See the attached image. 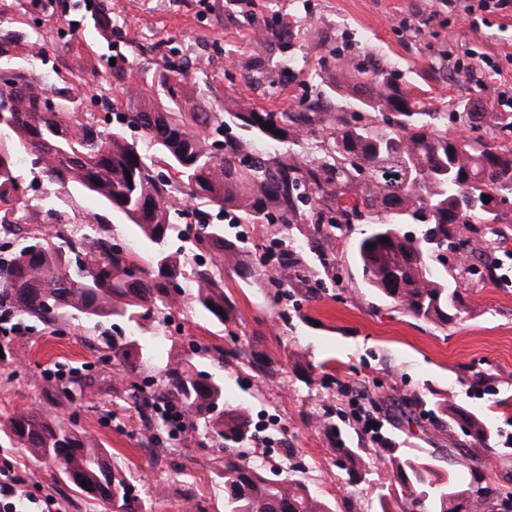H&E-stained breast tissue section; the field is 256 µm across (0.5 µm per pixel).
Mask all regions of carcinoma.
Listing matches in <instances>:
<instances>
[{"label":"carcinoma","mask_w":512,"mask_h":512,"mask_svg":"<svg viewBox=\"0 0 512 512\" xmlns=\"http://www.w3.org/2000/svg\"><path fill=\"white\" fill-rule=\"evenodd\" d=\"M14 70L12 83L0 85V223H18L20 196L18 159L21 154L45 157V176L61 188L73 185L98 196L123 213L149 242L144 261L99 234L92 225L79 264L78 251L66 225H41L9 255L0 280V302L29 317L47 321L62 313L87 318H112L139 324L156 318L164 324L177 309L171 286L189 278L194 288L184 303L224 325L235 321V305L224 293V262L241 269L244 239L229 238L224 225L208 221L206 211L193 213L197 231L186 261L168 250L180 232L171 219L170 203L188 195L201 204L234 210L246 224L263 226L272 238L293 224H311L316 233L328 226L340 230L368 224L353 245L354 259L366 284L405 313L440 324L451 322L463 305L452 286L468 267L448 266L442 252L469 244L456 239L462 224H477L482 235L498 233L504 212L492 211L482 196L512 194V148L450 138L441 115L374 70L361 72V83L373 89L357 98L359 105L382 114L387 128L357 127L342 117L321 137L302 146L299 154L281 155L275 144L295 137L302 116L288 124V113L227 110L224 118L189 106L184 74L165 68L151 80L152 101L127 103L118 113L119 125L103 126L90 115L75 119L72 100L64 98L58 111L42 112L39 103L53 90L28 76V68L5 57L0 66ZM273 126L268 131L264 125ZM140 137L130 139L126 130ZM265 151L248 152L247 141ZM172 166L181 182L166 179L158 168ZM311 196L307 212L300 204ZM405 224L423 227L422 237L404 232ZM389 242L384 243L381 238ZM373 244L368 248L367 244ZM288 265L294 277H304V259L289 245ZM155 341L124 336L112 341V358L134 375L148 362ZM192 354L168 360L159 386L188 413L191 429L234 444L253 440L248 410L224 400V381L198 369ZM442 415L459 428H468L474 446L493 440L481 413L443 401ZM4 433L19 448L55 463L60 478L109 512H148L132 478L107 462V450L76 433L62 421L29 411L6 417ZM336 455L349 462V475L363 469L357 452L337 444ZM469 483L452 472H439L431 463L398 454L389 458L395 491L380 496V512H391L389 498L397 494L399 512H460L471 489L484 481L481 459L469 455ZM224 512H333L293 474L273 479L258 461L224 457Z\"/></svg>","instance_id":"carcinoma-1"}]
</instances>
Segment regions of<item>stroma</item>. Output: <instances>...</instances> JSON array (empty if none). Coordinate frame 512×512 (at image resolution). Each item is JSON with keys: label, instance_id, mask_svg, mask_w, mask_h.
Listing matches in <instances>:
<instances>
[{"label": "stroma", "instance_id": "obj_1", "mask_svg": "<svg viewBox=\"0 0 512 512\" xmlns=\"http://www.w3.org/2000/svg\"><path fill=\"white\" fill-rule=\"evenodd\" d=\"M98 0H0V41L26 61L39 54L36 77L53 75L64 98L82 80V110L111 102L114 87L151 97L153 72L174 65L187 76L192 95L210 112L229 103L269 112H306L324 128L342 116L375 124L372 111L356 108L336 88L359 69H382L388 78L445 113L450 134L512 147V131L492 115L499 93L512 95V7L467 14L455 0H105L112 25L90 23ZM487 53L492 67L470 76V51ZM293 67H286L287 59ZM21 225L60 211L75 224L102 222L103 233L146 255L140 229L98 197L51 183L23 158ZM501 225L494 277L465 276L457 286L464 310L445 325L416 319L378 297L363 281L351 244L363 230L351 225L317 239L307 251L322 286L309 295L304 283L280 285L261 264L265 232L225 224L244 235L240 279L224 267V291L236 305L232 329L200 311L181 308L169 326L159 357L141 378L158 379L168 357L206 346L199 367L224 380L227 398L245 406L257 431L276 433V444L252 441L243 458L265 461L268 472L302 468L300 477L334 512H380L379 495L390 486V451L365 440L342 395V385L366 388L376 416L396 451L432 462L438 471L460 472L459 449L470 442L436 409L448 400L479 411L491 426V448L481 449L492 491L485 512H512V204ZM28 336L14 340L10 361L0 363V416L28 410L64 420L101 443L111 464L135 480L150 512H224V481L217 474L224 442L188 430L170 437L149 424L142 405L127 395L133 383L115 363L103 339L112 332L159 337L153 321L111 325L61 314L52 322L26 318ZM238 348L240 358L220 356ZM86 380L76 392L73 377ZM362 455L356 480L333 450L332 431ZM11 466L32 493L48 489L67 512H104L56 478L54 464L0 436V467Z\"/></svg>", "mask_w": 512, "mask_h": 512}]
</instances>
